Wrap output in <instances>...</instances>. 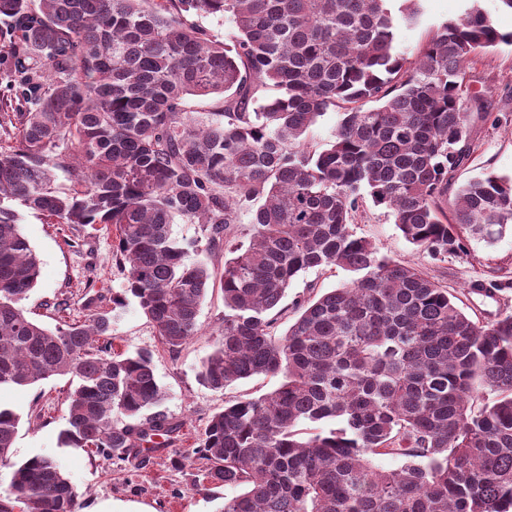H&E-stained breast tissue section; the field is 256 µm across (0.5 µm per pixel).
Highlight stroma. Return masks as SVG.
<instances>
[{
    "label": "stroma",
    "mask_w": 512,
    "mask_h": 512,
    "mask_svg": "<svg viewBox=\"0 0 512 512\" xmlns=\"http://www.w3.org/2000/svg\"><path fill=\"white\" fill-rule=\"evenodd\" d=\"M475 2L499 30L512 32V10L504 8L500 0H422L419 22L399 29V50L414 55L437 25L458 18ZM467 83L470 92L480 95L484 107L470 114L471 154L451 176L454 189L486 172L512 177V45L500 46L470 63ZM354 224L357 234L382 254L418 268L447 287L473 320L485 323L512 314V224L505 225L491 241L469 238L466 254L445 259L417 251L403 238L387 209L371 201L360 206ZM20 228L40 267L25 302L30 317L50 329L93 315L110 317L115 351H152L155 376L165 392L162 408L182 429L173 447L130 464L62 447L59 433L65 426L63 400L68 379L56 376L0 390V403L21 416L12 462L19 464L38 454L57 458L78 494V512H218L224 488L194 487L190 470L175 468L171 461L196 447L210 417L223 409L225 402L257 397L277 385L276 379L258 376L217 393L199 382L200 366L223 325L220 288L210 289L200 307L198 335L172 353L161 345L136 299L126 293L124 271L112 254L110 237L87 227L55 224L27 211ZM347 278L339 268L299 273L284 304L295 308ZM475 280L494 288V295L470 294L469 285Z\"/></svg>",
    "instance_id": "obj_1"
}]
</instances>
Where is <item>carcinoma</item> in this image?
<instances>
[{"instance_id": "obj_1", "label": "carcinoma", "mask_w": 512, "mask_h": 512, "mask_svg": "<svg viewBox=\"0 0 512 512\" xmlns=\"http://www.w3.org/2000/svg\"><path fill=\"white\" fill-rule=\"evenodd\" d=\"M422 0H0V388L69 377L65 448L130 462L177 441L152 354L116 353L104 316L48 329L28 315L39 259L23 207L112 236L125 292L171 352L198 335L217 283L224 326L199 380L256 376L271 392L209 420L173 466L224 486L220 512H512V315L471 319L448 289L357 234L365 196L434 257L512 222V178L442 202L470 155L467 64L512 43L478 7L439 25L411 61L400 23ZM230 21L229 42L203 24ZM336 109L333 139L305 145ZM67 184H55L54 171ZM250 216L247 244L228 239ZM224 243L220 276L184 262L176 221ZM312 268L349 280L297 306ZM0 405V512H78L61 463L10 450ZM398 459L395 469L375 464ZM347 278V273L340 268L326 271L309 269L299 273L292 281L283 301V305L288 306V318L284 316L278 320L276 334H283L288 325L291 324L297 303H302L308 298H312L315 294L336 288L346 281Z\"/></svg>"}]
</instances>
